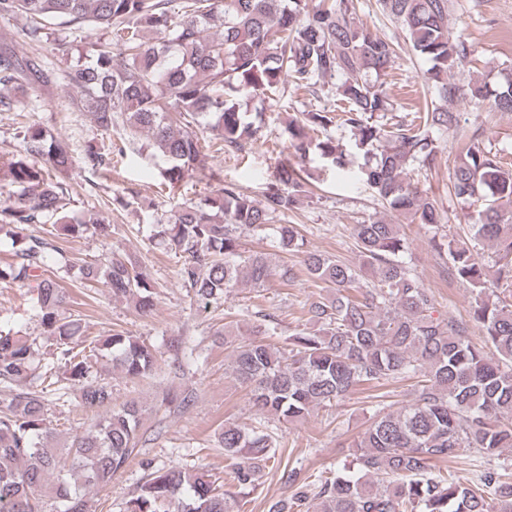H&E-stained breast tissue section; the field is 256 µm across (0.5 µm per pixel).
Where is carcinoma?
<instances>
[{
  "label": "carcinoma",
  "instance_id": "carcinoma-1",
  "mask_svg": "<svg viewBox=\"0 0 512 512\" xmlns=\"http://www.w3.org/2000/svg\"><path fill=\"white\" fill-rule=\"evenodd\" d=\"M0 0V18L20 15L23 37L49 40L58 26L103 31L89 59L63 71L76 92L71 108L91 114L101 138L87 141L83 162L93 170L112 162L117 144L127 147L144 133L160 157V175L180 181L200 163L203 148L241 151L260 137L248 109L254 100L285 92L286 86L317 94L326 77H344L337 87L341 113L323 108L301 113L280 138L304 159L318 155L342 171L348 150L327 135L309 131L341 121L355 148L368 159L364 173L383 206L412 223L446 222L435 202L419 191L415 164L434 159L427 130L457 125L458 113L433 107L421 123L379 122L390 99L381 78L400 45L358 26L354 0ZM382 10L406 31L410 50L427 60L423 79L445 104L468 99L490 112H512V79L494 89L468 88L451 74L454 63L477 47L448 34L451 0H379ZM54 76L52 62L19 57L0 45V86L36 95ZM211 132L204 146L196 129ZM119 132V142L112 132ZM20 150L0 166V186L16 198L0 203V228H13L15 260L0 268V279L36 283L37 336L0 333V512H89L87 490L103 488L142 454L145 409L135 402L115 406L112 386L94 376L99 358L128 378L151 374L153 349L121 330L85 344L81 319L66 315L69 296L59 279L73 263L48 269L50 253L63 254L59 232L79 237L87 224L110 237L105 217L75 224L66 215L73 159L68 147L35 121L16 127ZM479 124L467 135L449 171L454 195L476 207L478 222L469 240L451 237L445 246L454 278L471 289L473 319L484 342L476 345L467 327L434 316L429 290L402 259L405 239L399 225L368 219L354 227L361 262L353 266L306 246L294 224H280L274 247L300 253L322 287L333 292L309 305L314 332L301 330L277 349L267 338L279 322L260 315L251 339L231 355V377L247 390L253 405L277 419L295 421L321 406L339 403L355 391L413 379L416 398L400 410L381 408L356 442V468L333 477L300 481L289 499L268 512H512V473L490 469L475 484L432 473V463L460 458L475 449L497 456L512 448V169L484 143ZM305 171L281 166L263 199L226 184L199 203H184L157 221V244L184 255L179 277L197 308L206 310L224 293L241 286L261 288L276 279L286 285L295 272L263 252L243 248L247 232L266 230L271 216L283 217L307 196ZM41 226L39 235L28 227ZM494 248L486 263L478 247ZM85 280L104 278L114 299L151 312L156 288L130 258H114L103 270L79 268ZM54 348L62 379L79 388L83 406L103 413L92 428L60 447L44 418L45 390L52 369H42L40 351ZM218 447L233 460L238 486L254 488L261 469L277 460L279 436L272 431L226 425ZM119 512H240L236 500L204 471L179 467L147 474Z\"/></svg>",
  "mask_w": 512,
  "mask_h": 512
}]
</instances>
